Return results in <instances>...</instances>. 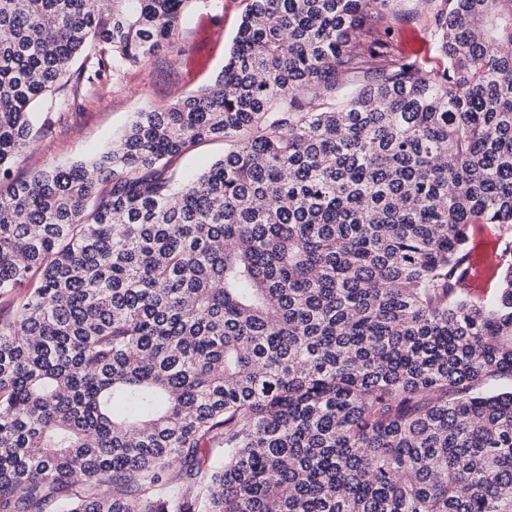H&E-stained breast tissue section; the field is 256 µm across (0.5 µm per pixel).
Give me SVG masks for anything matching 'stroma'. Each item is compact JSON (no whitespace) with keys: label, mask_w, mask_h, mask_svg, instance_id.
<instances>
[{"label":"stroma","mask_w":512,"mask_h":512,"mask_svg":"<svg viewBox=\"0 0 512 512\" xmlns=\"http://www.w3.org/2000/svg\"><path fill=\"white\" fill-rule=\"evenodd\" d=\"M248 0L189 5L178 32L179 51L160 52L128 72L117 87L64 89L70 107L34 109L31 144L14 173L25 177L50 166L91 160L134 121L137 113L212 84L224 67Z\"/></svg>","instance_id":"obj_1"}]
</instances>
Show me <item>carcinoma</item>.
Returning <instances> with one entry per match:
<instances>
[{"mask_svg": "<svg viewBox=\"0 0 512 512\" xmlns=\"http://www.w3.org/2000/svg\"><path fill=\"white\" fill-rule=\"evenodd\" d=\"M192 1L0 0V512H512V262L455 287L512 237V0H249L212 85L13 176ZM408 35H412L410 42L412 52H409L405 45ZM390 41L395 50L403 55L429 59H434L436 56L433 43L413 23L397 25L391 32ZM229 147V143L221 140L204 142L184 156L171 158L169 166L180 173L198 174L221 158ZM488 226L493 234L498 238L501 236L500 226L497 224H470L468 229L467 250H470L474 243V235L477 226ZM495 246L484 250L472 249L467 252L464 258L463 266L467 273L461 283L463 288H476L478 284H488V288H480V290L470 291V295L474 300L482 302L493 301L498 294L499 278L496 277L500 267V256L498 254V239ZM496 279L493 281V279Z\"/></svg>", "mask_w": 512, "mask_h": 512, "instance_id": "cac0c4a2", "label": "carcinoma"}]
</instances>
